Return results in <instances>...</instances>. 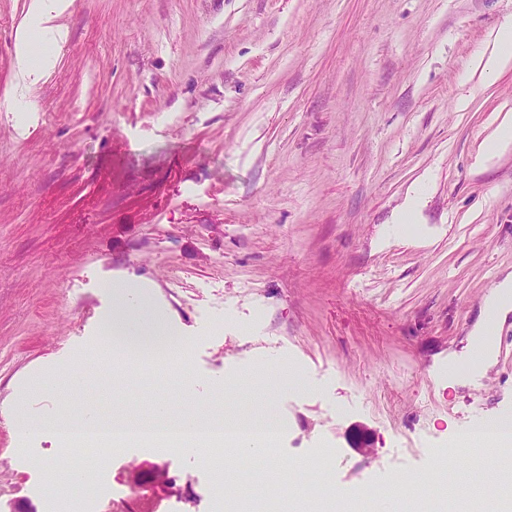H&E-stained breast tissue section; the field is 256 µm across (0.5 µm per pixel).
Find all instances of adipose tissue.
<instances>
[{"label":"adipose tissue","instance_id":"obj_1","mask_svg":"<svg viewBox=\"0 0 512 512\" xmlns=\"http://www.w3.org/2000/svg\"><path fill=\"white\" fill-rule=\"evenodd\" d=\"M68 0H29L25 19L15 43V65L20 73L48 70L53 64L63 33L56 20L67 9ZM481 79L512 68V21L502 24L488 46L472 61ZM112 313L103 323L104 342L112 354V385L124 388L127 357L152 360L174 346V331L165 318L150 310L138 287L115 283L110 287ZM473 337L475 345L464 369L449 359L445 372L448 387L478 386L480 379L496 361L494 324L512 314V277L497 283L482 309Z\"/></svg>","mask_w":512,"mask_h":512}]
</instances>
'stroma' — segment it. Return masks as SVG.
Returning a JSON list of instances; mask_svg holds the SVG:
<instances>
[{"mask_svg":"<svg viewBox=\"0 0 512 512\" xmlns=\"http://www.w3.org/2000/svg\"><path fill=\"white\" fill-rule=\"evenodd\" d=\"M27 2L0 0V512H50L45 488L70 469L58 440L18 437L16 402L40 419L112 413L102 383L32 382L107 356L116 280L185 346L183 376L131 366L129 414L160 392L176 411L192 393L252 413L235 382L261 360L305 384L274 391V461L128 449L99 477L108 512H224L219 474L390 512L410 496L380 495L382 479L411 472L432 486L428 512H455L472 480L502 473L447 448L512 416V317L479 388L439 373L512 273V153L475 166L512 109V68L470 70L512 0H71L53 72L8 112ZM419 184L418 222L391 232ZM362 427L374 456L355 448ZM320 453L326 469L300 468Z\"/></svg>","mask_w":512,"mask_h":512,"instance_id":"1","label":"stroma"}]
</instances>
